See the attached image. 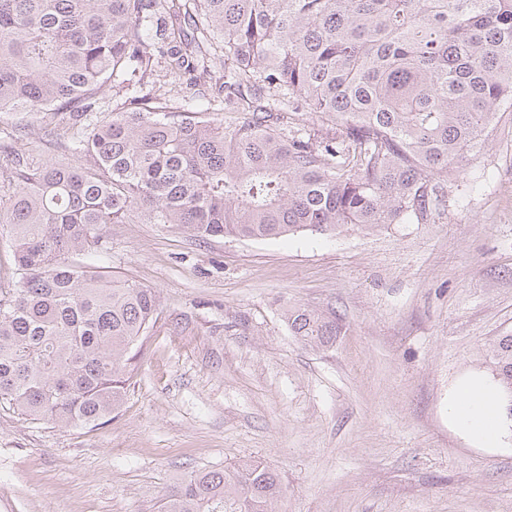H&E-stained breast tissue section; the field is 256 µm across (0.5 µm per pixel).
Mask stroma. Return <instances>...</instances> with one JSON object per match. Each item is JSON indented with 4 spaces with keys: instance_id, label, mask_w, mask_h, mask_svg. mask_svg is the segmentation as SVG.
Returning <instances> with one entry per match:
<instances>
[{
    "instance_id": "35a3bbf8",
    "label": "stroma",
    "mask_w": 512,
    "mask_h": 512,
    "mask_svg": "<svg viewBox=\"0 0 512 512\" xmlns=\"http://www.w3.org/2000/svg\"><path fill=\"white\" fill-rule=\"evenodd\" d=\"M57 159L72 132L0 119ZM98 265L155 289L157 320L105 424L60 428L0 406V512H158L195 471L243 460L280 477L276 512H512V421L487 446L448 417L512 335V112L449 182L432 224L281 239L109 224ZM292 306L336 313L322 348Z\"/></svg>"
}]
</instances>
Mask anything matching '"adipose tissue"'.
<instances>
[{
	"mask_svg": "<svg viewBox=\"0 0 512 512\" xmlns=\"http://www.w3.org/2000/svg\"><path fill=\"white\" fill-rule=\"evenodd\" d=\"M448 416L470 427L484 443L497 442L499 410L491 385L475 380L458 389L448 402Z\"/></svg>",
	"mask_w": 512,
	"mask_h": 512,
	"instance_id": "obj_1",
	"label": "adipose tissue"
}]
</instances>
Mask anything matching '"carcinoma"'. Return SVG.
I'll use <instances>...</instances> for the list:
<instances>
[{
	"instance_id": "cac0c4a2",
	"label": "carcinoma",
	"mask_w": 512,
	"mask_h": 512,
	"mask_svg": "<svg viewBox=\"0 0 512 512\" xmlns=\"http://www.w3.org/2000/svg\"><path fill=\"white\" fill-rule=\"evenodd\" d=\"M160 65L193 93L99 106ZM208 86L250 118L218 125ZM505 109L512 0H0V115L76 130L65 152L78 160L0 149L16 274L0 288V402L64 428L120 406L158 295L95 264L105 225L276 239L429 224ZM287 112H317L336 133L290 128ZM284 318L312 347L341 332L304 307ZM491 366L512 392V335ZM281 492L275 472L243 461L183 479L160 512H273Z\"/></svg>"
}]
</instances>
